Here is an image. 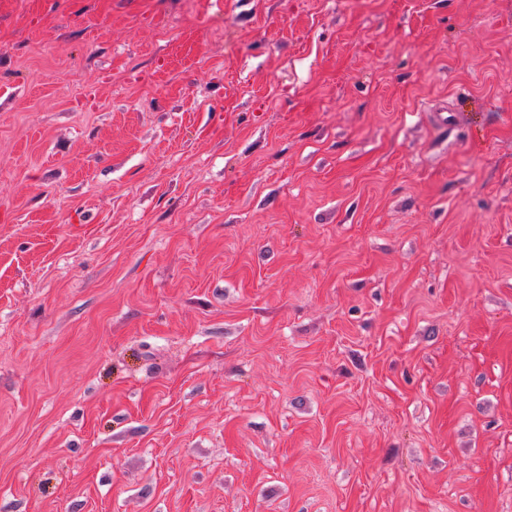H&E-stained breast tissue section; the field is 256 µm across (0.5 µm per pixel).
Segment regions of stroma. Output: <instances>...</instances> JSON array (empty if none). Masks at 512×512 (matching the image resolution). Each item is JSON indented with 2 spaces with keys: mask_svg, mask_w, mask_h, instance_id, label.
Instances as JSON below:
<instances>
[{
  "mask_svg": "<svg viewBox=\"0 0 512 512\" xmlns=\"http://www.w3.org/2000/svg\"><path fill=\"white\" fill-rule=\"evenodd\" d=\"M0 512H512V0H0Z\"/></svg>",
  "mask_w": 512,
  "mask_h": 512,
  "instance_id": "stroma-1",
  "label": "stroma"
}]
</instances>
